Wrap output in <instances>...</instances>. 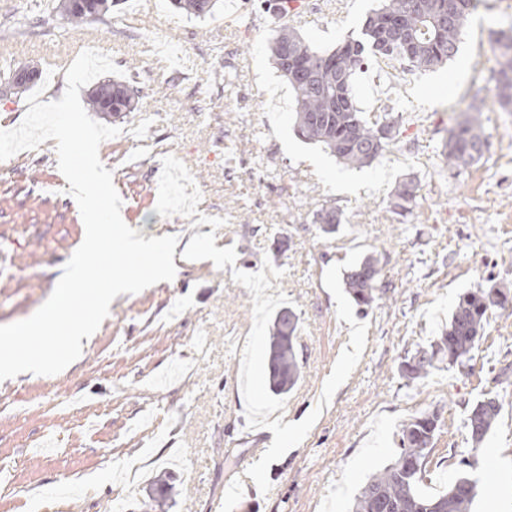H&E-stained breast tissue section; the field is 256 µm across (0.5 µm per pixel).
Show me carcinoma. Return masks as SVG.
Instances as JSON below:
<instances>
[{
  "mask_svg": "<svg viewBox=\"0 0 512 512\" xmlns=\"http://www.w3.org/2000/svg\"><path fill=\"white\" fill-rule=\"evenodd\" d=\"M217 0H171L179 11L204 18L213 14ZM479 0H383L380 8L369 13L360 37L351 38L335 49L319 50L307 44L295 28L276 31L270 50L277 68L287 79L294 96V125L297 134L323 145L342 164L363 168L381 157L395 138L396 122L368 123L355 106L352 76L366 61V53L400 59L417 69L441 66L454 58L459 37ZM112 0H100L97 7L73 12L58 3V9L73 26H83L106 15ZM500 61L495 72V97L503 109L512 108V34L497 33ZM112 101V116L126 117L137 110L138 100L129 84L112 79L94 84L87 93V110L104 112L103 103ZM486 97L475 94L464 113L450 130L445 159L450 168H466L478 159L487 137L472 113L481 111ZM418 185L406 177L395 186L390 201L399 212L410 211ZM316 223L332 232L342 223L341 213L322 208ZM378 259L364 256L343 277V288L360 313L365 314L378 298L376 277ZM512 305V291L493 283L463 294L455 305L448 326L429 348L416 351L401 365V376L409 382L426 377L437 363L448 368L465 367L481 339L488 309H506ZM298 315L290 308L278 311L272 321L268 347L269 392L282 397L295 387L302 376L296 350ZM502 410L496 396L473 403L466 415V427L478 451L495 425ZM439 427L438 413H421L402 424L394 460L376 470L354 498L351 512H472L478 480L467 474L473 462L460 460L461 474L438 495L424 494L420 485L425 478L427 456Z\"/></svg>",
  "mask_w": 512,
  "mask_h": 512,
  "instance_id": "cac0c4a2",
  "label": "carcinoma"
}]
</instances>
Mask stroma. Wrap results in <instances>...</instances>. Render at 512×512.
I'll use <instances>...</instances> for the list:
<instances>
[{
  "instance_id": "obj_1",
  "label": "stroma",
  "mask_w": 512,
  "mask_h": 512,
  "mask_svg": "<svg viewBox=\"0 0 512 512\" xmlns=\"http://www.w3.org/2000/svg\"><path fill=\"white\" fill-rule=\"evenodd\" d=\"M236 0L196 18L163 6L130 22L129 0L91 26L70 27L52 0H0V44L19 47L13 65L44 69L50 47L78 44L96 32L124 79L140 90L135 116L111 119L119 135L99 157L112 170L121 216L143 238L158 230L183 238L193 225L156 210L154 169L172 155L190 170L200 209L224 218L219 248L235 247L234 267L178 260L172 281L122 294L90 345L61 373L9 379L0 399V457L14 472L15 492L0 485L5 512H150L153 480L171 486L168 512H349L371 472L389 463L401 425L424 411L440 413L422 489H447L459 461L475 456L473 512H495L512 496V312L491 308L483 337L465 368L436 369L407 382L406 357L440 336L459 297L488 280L512 284V112L487 99L478 118L487 145L464 169L445 162L448 131L473 94L493 87L492 33L512 29V0H483L447 64L420 70L370 58L353 76L367 121L397 122V136L371 166H344L294 129L293 95L269 42L294 27L311 46L336 47L358 35L381 0H303L301 16ZM34 12L30 32L8 21ZM55 140L28 151V168L0 170V249L21 257L0 277V325L34 314L52 294L85 228L75 199L43 194L62 181ZM414 175L416 202L399 215L390 195ZM335 208V232L315 224ZM379 259L380 297L361 315L367 345L348 380L305 439L270 464L261 493L247 469L252 447L268 448L272 432L247 425L240 387L242 350L253 324L252 294L233 270L255 273L276 264L284 294L299 317L302 377L285 398L284 422L318 406L323 385L349 341L326 270L353 246ZM503 403L480 448H473L466 410L486 395Z\"/></svg>"
}]
</instances>
